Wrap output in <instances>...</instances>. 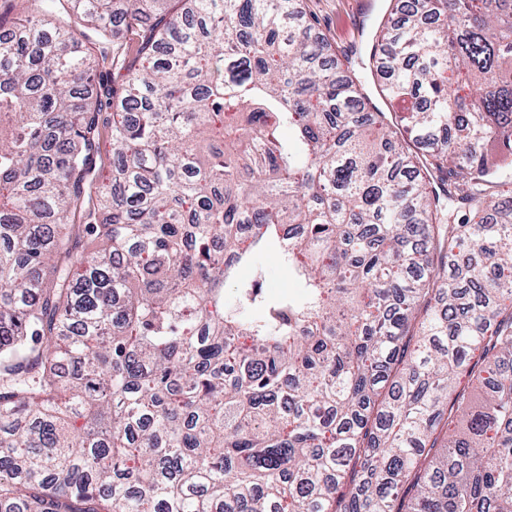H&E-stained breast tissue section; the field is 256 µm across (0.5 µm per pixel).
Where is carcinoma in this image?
I'll list each match as a JSON object with an SVG mask.
<instances>
[{"label":"carcinoma","instance_id":"obj_1","mask_svg":"<svg viewBox=\"0 0 512 512\" xmlns=\"http://www.w3.org/2000/svg\"><path fill=\"white\" fill-rule=\"evenodd\" d=\"M21 2L0 512H512V0L389 5L374 92L302 0ZM256 260L265 273L263 289L267 295L276 296L294 289L288 272L273 254L260 255Z\"/></svg>","mask_w":512,"mask_h":512}]
</instances>
